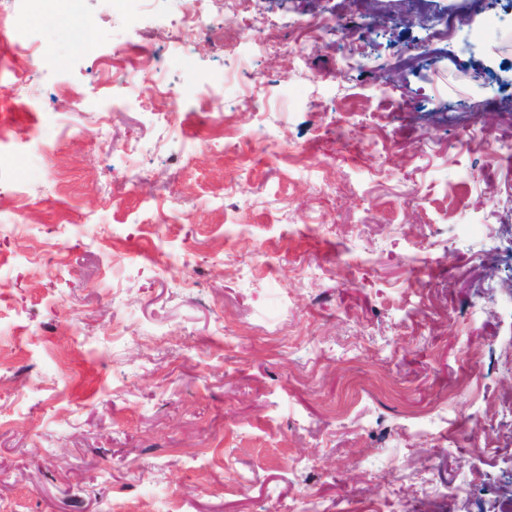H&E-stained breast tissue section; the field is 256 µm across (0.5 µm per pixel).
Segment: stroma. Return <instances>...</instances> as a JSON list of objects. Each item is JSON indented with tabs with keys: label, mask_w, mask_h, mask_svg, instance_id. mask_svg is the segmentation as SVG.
<instances>
[{
	"label": "stroma",
	"mask_w": 512,
	"mask_h": 512,
	"mask_svg": "<svg viewBox=\"0 0 512 512\" xmlns=\"http://www.w3.org/2000/svg\"><path fill=\"white\" fill-rule=\"evenodd\" d=\"M402 4L81 0L84 51L29 17L39 57L0 65V512L512 505V156L470 127L512 140L485 74L512 33L472 12L461 64L428 33L470 0ZM202 112L223 139L182 134Z\"/></svg>",
	"instance_id": "obj_1"
}]
</instances>
